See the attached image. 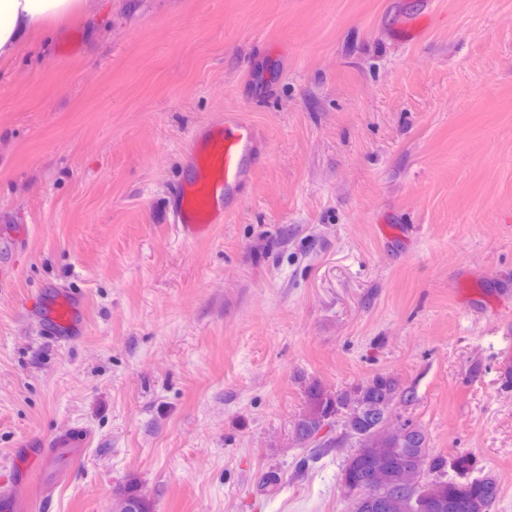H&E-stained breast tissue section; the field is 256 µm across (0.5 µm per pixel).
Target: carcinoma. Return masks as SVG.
Instances as JSON below:
<instances>
[{"label": "carcinoma", "instance_id": "carcinoma-1", "mask_svg": "<svg viewBox=\"0 0 512 512\" xmlns=\"http://www.w3.org/2000/svg\"><path fill=\"white\" fill-rule=\"evenodd\" d=\"M306 406L293 423L295 442L304 447L332 448L333 439L318 444L314 438L327 424L340 423L342 430L353 437L360 448H379L392 461L382 472V481L389 485L401 483L402 469L413 455L430 453L425 429L411 419H403L396 431L373 428L375 420L370 411L381 406L393 416L399 405L413 402L414 393L400 388L396 378L379 373L350 390L331 394L312 382L305 388ZM435 478L427 484L423 494L425 505L418 509L416 502L399 497L374 503L367 509L353 505V512H490L499 494L496 479L491 475L469 477L472 459L460 454L452 459L442 455L431 457ZM455 473V481L462 487L448 486L447 473ZM120 496L143 504L145 512H153L152 500L137 486L130 485Z\"/></svg>", "mask_w": 512, "mask_h": 512}]
</instances>
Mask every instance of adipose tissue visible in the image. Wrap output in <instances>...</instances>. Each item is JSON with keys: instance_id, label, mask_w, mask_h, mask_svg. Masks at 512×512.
Segmentation results:
<instances>
[{"instance_id": "1", "label": "adipose tissue", "mask_w": 512, "mask_h": 512, "mask_svg": "<svg viewBox=\"0 0 512 512\" xmlns=\"http://www.w3.org/2000/svg\"><path fill=\"white\" fill-rule=\"evenodd\" d=\"M96 0H0V60L14 57L30 38L57 32L75 16H92Z\"/></svg>"}]
</instances>
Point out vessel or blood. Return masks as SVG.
<instances>
[{
  "mask_svg": "<svg viewBox=\"0 0 512 512\" xmlns=\"http://www.w3.org/2000/svg\"><path fill=\"white\" fill-rule=\"evenodd\" d=\"M254 139L250 123L229 118L195 142L192 173L177 186L174 195L173 219L183 240L192 241L206 234L210 225L219 221L227 196L251 176ZM47 314L48 328L57 339L79 322V309L67 293L53 298Z\"/></svg>",
  "mask_w": 512,
  "mask_h": 512,
  "instance_id": "b4317fda",
  "label": "vessel or blood"
}]
</instances>
